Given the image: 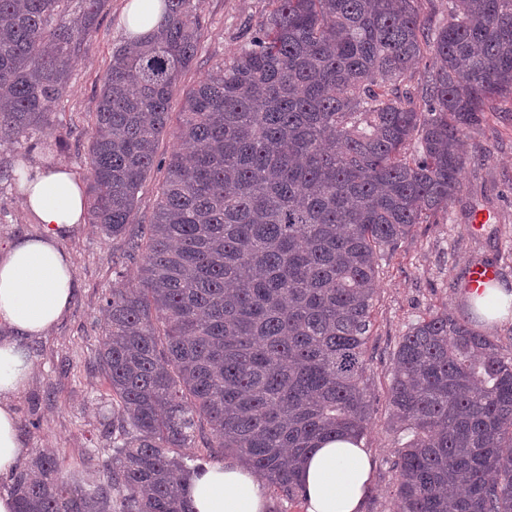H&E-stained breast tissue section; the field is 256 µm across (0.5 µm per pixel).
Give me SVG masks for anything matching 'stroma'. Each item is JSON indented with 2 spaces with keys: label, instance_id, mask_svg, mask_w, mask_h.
Here are the masks:
<instances>
[{
  "label": "stroma",
  "instance_id": "obj_1",
  "mask_svg": "<svg viewBox=\"0 0 512 512\" xmlns=\"http://www.w3.org/2000/svg\"><path fill=\"white\" fill-rule=\"evenodd\" d=\"M123 5L124 0H108L85 55L70 67L69 87L50 120L53 135L64 142L56 160L85 186L91 182L87 130L112 49L124 40ZM270 9V0H202L204 36L174 94L173 109H180L186 90L240 50ZM463 140L468 160L458 200L435 223L416 225L411 238L387 251L380 263L366 348L372 419L362 442L373 468L363 512H396L392 462L404 438L390 423L387 390L401 337L411 324L439 309L466 314L459 285L474 263L496 264L499 285L512 289V112L466 129ZM475 210L489 213L490 223L475 226ZM39 231L22 206L17 184L0 180V247ZM60 247L75 263V296L48 336L32 345L33 374L15 410L30 452L51 451L65 481L79 487L92 477L86 452L101 442L99 420L109 402L94 359L104 323L103 298L114 285L133 288L138 280L132 264L123 278H115L112 258L124 245L103 236L97 225L78 226Z\"/></svg>",
  "mask_w": 512,
  "mask_h": 512
}]
</instances>
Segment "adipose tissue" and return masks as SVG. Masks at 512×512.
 <instances>
[{"instance_id":"1","label":"adipose tissue","mask_w":512,"mask_h":512,"mask_svg":"<svg viewBox=\"0 0 512 512\" xmlns=\"http://www.w3.org/2000/svg\"><path fill=\"white\" fill-rule=\"evenodd\" d=\"M164 14L163 0H127V36H150ZM16 175L22 201L42 231L17 236L0 251V477L10 475L28 452L13 400L32 374L29 346L50 333L76 292L73 260L59 242L87 221L84 188L65 165H30ZM371 470L363 445L322 443L301 466L305 512H362ZM187 498L193 512H266L268 504L261 480L230 461L192 473Z\"/></svg>"}]
</instances>
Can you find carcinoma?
I'll return each mask as SVG.
<instances>
[{"instance_id": "cac0c4a2", "label": "carcinoma", "mask_w": 512, "mask_h": 512, "mask_svg": "<svg viewBox=\"0 0 512 512\" xmlns=\"http://www.w3.org/2000/svg\"><path fill=\"white\" fill-rule=\"evenodd\" d=\"M107 0H0V144L43 131ZM272 0L244 49L178 112L200 0H165L113 47L89 133L91 223L124 241L95 361L112 401L87 488L40 451L9 479L17 512H192L180 453L231 455L289 501L319 443L363 439L380 260L461 188L465 129L512 102V0ZM432 55L439 65H423ZM152 219L129 229L147 175ZM397 512H512V355L437 311L393 354Z\"/></svg>"}]
</instances>
